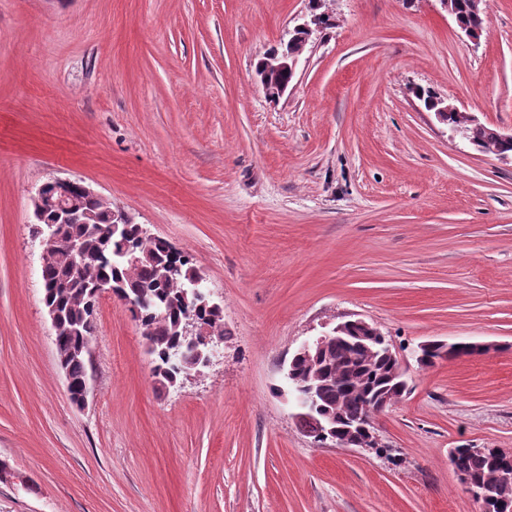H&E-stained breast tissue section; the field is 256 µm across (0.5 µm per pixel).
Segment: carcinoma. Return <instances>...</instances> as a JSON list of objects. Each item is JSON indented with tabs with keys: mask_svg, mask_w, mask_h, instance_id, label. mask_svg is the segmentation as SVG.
Wrapping results in <instances>:
<instances>
[{
	"mask_svg": "<svg viewBox=\"0 0 512 512\" xmlns=\"http://www.w3.org/2000/svg\"><path fill=\"white\" fill-rule=\"evenodd\" d=\"M454 5L462 23L483 32L484 21L471 13L470 0H454ZM306 47L303 32L297 31L282 50L270 53L257 63L256 69L265 74L266 93H274L293 79L289 70L279 66L278 58L285 52L290 58L300 57ZM444 120L477 149L489 153L512 152V142L502 141L498 129L473 121L468 112H449ZM83 208L87 212L84 222L62 225L66 236L78 238L85 244L82 268L76 270L67 261L56 259L41 270L43 302L56 307L66 328L63 345L68 349L90 350L94 325L87 318L96 302L94 288L98 283L112 284L118 295L132 298L147 295L151 308L134 312L132 317L140 323L143 337L150 345L148 354L156 382L163 387L173 385L186 367L177 326L185 310L182 293L188 288L189 276L195 273L192 260L171 248L164 239L141 235L137 224H127L112 232L111 207L100 201H85ZM131 253L139 256V263L127 262ZM196 313L204 323L224 329L223 310L207 305L196 308ZM360 335L359 327L348 325L340 336L327 343L318 358L300 357L288 364L294 376L316 380L322 409L338 417L342 426L360 421L371 412L373 398L379 391L401 383V378L391 376L392 363L384 356L383 349H364ZM90 367L91 359L82 355H71L65 362V371L76 387L88 379ZM450 462L469 475L470 487L486 490L493 498H504L512 503V480L503 477L509 464L493 450L473 452L469 448H458Z\"/></svg>",
	"mask_w": 512,
	"mask_h": 512,
	"instance_id": "obj_1",
	"label": "carcinoma"
}]
</instances>
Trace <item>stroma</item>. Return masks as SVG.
<instances>
[{
    "label": "stroma",
    "instance_id": "stroma-1",
    "mask_svg": "<svg viewBox=\"0 0 512 512\" xmlns=\"http://www.w3.org/2000/svg\"><path fill=\"white\" fill-rule=\"evenodd\" d=\"M279 99L258 61L310 0H0V512H481L456 448L512 453V0L478 42L439 0H321ZM80 180L188 254L224 313L208 367L155 384L105 296L72 404L32 198ZM361 318L405 361L384 452L319 445L280 396L301 343ZM492 344L422 367L421 343ZM437 112H447L444 117V122H446L450 128L457 129L460 133L464 134L465 138L479 152L480 148L489 153L496 151L505 153L512 152V142H503L500 139L501 132L498 129L481 122L473 121L469 112H448L447 105L446 107L436 110L435 114L439 120L440 117Z\"/></svg>",
    "mask_w": 512,
    "mask_h": 512
}]
</instances>
